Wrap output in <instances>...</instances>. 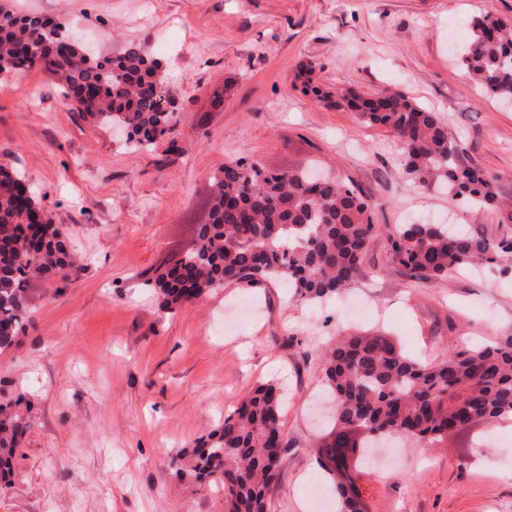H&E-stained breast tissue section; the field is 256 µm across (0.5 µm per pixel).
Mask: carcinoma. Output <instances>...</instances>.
Returning <instances> with one entry per match:
<instances>
[{
	"instance_id": "1",
	"label": "carcinoma",
	"mask_w": 512,
	"mask_h": 512,
	"mask_svg": "<svg viewBox=\"0 0 512 512\" xmlns=\"http://www.w3.org/2000/svg\"><path fill=\"white\" fill-rule=\"evenodd\" d=\"M61 24L37 14L19 15L0 3V74L38 66L65 90L77 108L105 127L126 130L122 146L146 150L165 134L171 113L159 105L166 73L140 45L115 57L88 60L76 44L54 52ZM473 38L461 63L497 100L512 96V24L488 14L471 21ZM317 100L356 112L369 125L389 129L400 141L402 168L424 189L442 188L491 209L512 224V204L501 201L495 178L465 162L440 113L398 91L366 94L330 91L308 79ZM22 178L0 166V353L10 350L29 319V282L66 279L76 263L63 230L36 226L35 197L19 196ZM374 206L339 176L310 183L300 171H266L237 160L212 178L205 220L180 252L179 262L156 269L141 286L158 308L173 313L228 282L283 280L302 300L323 303L363 275L368 242L377 232ZM392 260L408 275L441 280L464 268L512 270V237L493 240L482 231L447 224H400L390 236ZM321 380L335 403L333 427L316 445L336 512H364L352 494L355 470L366 449L390 438L426 447L448 441L472 421L512 418V334L448 351L430 361L409 354L394 338L347 333L321 354ZM284 388L266 381L239 400L207 437L176 458L179 481L224 490V512H271V487L282 461ZM30 427L19 401L0 404V492L12 485L15 448Z\"/></svg>"
}]
</instances>
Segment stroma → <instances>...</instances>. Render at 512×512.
I'll list each match as a JSON object with an SVG mask.
<instances>
[{"mask_svg":"<svg viewBox=\"0 0 512 512\" xmlns=\"http://www.w3.org/2000/svg\"><path fill=\"white\" fill-rule=\"evenodd\" d=\"M63 22L97 54L143 46L167 71L173 112L154 149L120 148L37 68L0 75V165L29 190L83 259L68 280L31 281L29 323L0 354V400L32 421L0 512H224L220 491L178 481L173 460L256 385L287 387L286 448L272 512H307L327 430L318 364L336 334L380 330L427 360L512 333V274L490 267L409 278L387 236L418 220L512 235L491 211L426 191L393 133L304 88L399 90L439 112L468 162L512 198V108L458 58L473 16L512 22V0H8ZM301 170L317 160L369 196L378 232L353 293L379 317L342 316L278 281L228 283L158 311L138 276L182 249L214 173L233 160ZM367 512H512V427L475 422L447 446L407 444L368 481Z\"/></svg>","mask_w":512,"mask_h":512,"instance_id":"1","label":"stroma"}]
</instances>
